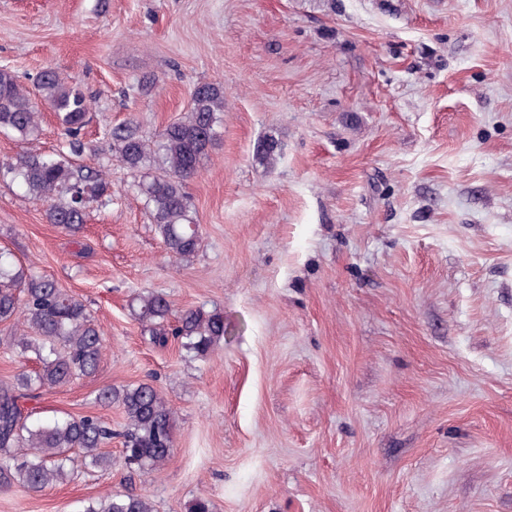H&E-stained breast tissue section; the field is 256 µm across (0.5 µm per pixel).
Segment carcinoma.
<instances>
[{
  "label": "carcinoma",
  "instance_id": "cac0c4a2",
  "mask_svg": "<svg viewBox=\"0 0 512 512\" xmlns=\"http://www.w3.org/2000/svg\"><path fill=\"white\" fill-rule=\"evenodd\" d=\"M55 112L65 146L45 153L25 152L0 164V177L18 183L30 196L49 202L46 219L70 232L84 224L90 204L112 202V182L105 171L77 162L87 150L83 130L89 123L86 96L56 70H44L34 81V92L22 87L10 68L0 67V132L32 143L41 126L35 99ZM224 112V87L200 83L184 117L145 136L135 121L106 133L112 153L134 172L152 170L136 185L149 211L151 223L174 261H188L200 250V224L186 183L218 137ZM278 138L268 134L256 147V158L273 164L280 155ZM134 318L150 341L164 345L172 340L196 359L206 360L224 340V313L202 307L187 308L167 326L172 315L169 300L151 291L129 301ZM0 323L15 327L9 345L34 354L38 367L22 373L10 385L0 384V488L18 483L41 492L71 476L70 454L78 453L90 468L111 466L103 448L122 439L127 466L147 473L162 467L172 456L176 415L157 388L142 382L101 389L96 400L122 409L125 425L98 415H65L50 421L32 419L21 399L93 375L103 350V330L86 305L57 283L13 261L0 252ZM80 512H154L152 502L133 493L111 492L90 500Z\"/></svg>",
  "mask_w": 512,
  "mask_h": 512
}]
</instances>
